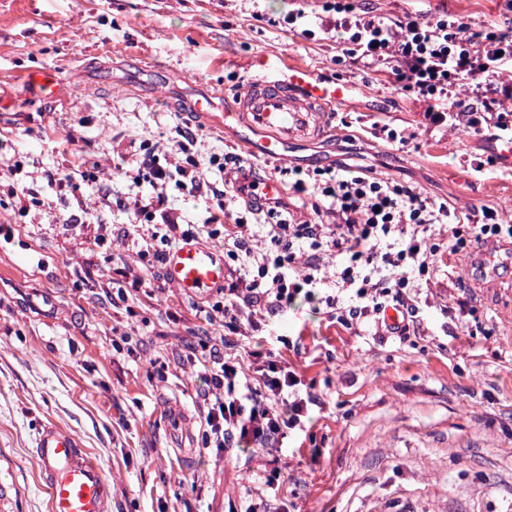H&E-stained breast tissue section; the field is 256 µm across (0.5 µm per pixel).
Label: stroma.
I'll return each mask as SVG.
<instances>
[{"instance_id": "35a3bbf8", "label": "stroma", "mask_w": 512, "mask_h": 512, "mask_svg": "<svg viewBox=\"0 0 512 512\" xmlns=\"http://www.w3.org/2000/svg\"><path fill=\"white\" fill-rule=\"evenodd\" d=\"M370 3L394 16L446 13L484 34L512 28V0ZM322 5L0 0V223L13 231L0 236V512H50L34 449L49 421L76 434L110 482L107 512H512V265L486 277L467 255L438 256L464 284L441 276L422 288L413 341L346 328L304 301L275 317L280 353L315 381L322 405L310 437L281 450L272 497L265 455L201 446L204 384L178 353L223 327L174 287L113 307L102 297L111 264L66 223L75 193L43 186L26 214L9 196L80 163L104 167L120 198L121 165L142 142L168 148L181 123L203 132L200 163L227 151L263 162L260 135L224 118V102L253 78L251 60L288 58L356 95L324 133L291 145L284 166L341 163L512 222V153L488 134L432 124L386 73L353 66L320 32ZM297 8L307 17L292 30L284 19ZM206 96L208 115L194 114ZM34 251L42 266L23 265Z\"/></svg>"}]
</instances>
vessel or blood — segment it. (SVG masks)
<instances>
[{
    "label": "vessel or blood",
    "mask_w": 512,
    "mask_h": 512,
    "mask_svg": "<svg viewBox=\"0 0 512 512\" xmlns=\"http://www.w3.org/2000/svg\"><path fill=\"white\" fill-rule=\"evenodd\" d=\"M257 72L236 94L226 117L262 134L263 153L283 158L291 141L322 133L330 107L348 102L352 85L315 77L306 67L281 60V78H265L268 65L256 59ZM165 276L183 295L196 298L223 286L224 256L201 244L183 243L168 251ZM35 448L47 480L51 512H105L111 489L97 464L86 457L75 434L55 423L43 424Z\"/></svg>",
    "instance_id": "1"
}]
</instances>
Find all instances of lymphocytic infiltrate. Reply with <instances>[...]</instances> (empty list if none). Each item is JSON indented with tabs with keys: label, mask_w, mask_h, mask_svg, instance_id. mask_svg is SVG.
I'll list each match as a JSON object with an SVG mask.
<instances>
[{
	"label": "lymphocytic infiltrate",
	"mask_w": 512,
	"mask_h": 512,
	"mask_svg": "<svg viewBox=\"0 0 512 512\" xmlns=\"http://www.w3.org/2000/svg\"><path fill=\"white\" fill-rule=\"evenodd\" d=\"M324 9L322 31L343 40L353 64L385 68L403 90L429 103L433 123L476 133L488 127L496 140H512V81L505 79L512 72V36L468 33L461 18L444 13L387 17L353 0H326ZM471 81L484 91L479 103L453 97ZM199 138L178 125L172 155L145 148L119 204L134 218L137 256L145 266L163 264L166 252L183 242L223 239L228 274L222 287L203 297L200 310L209 324L235 333L268 325L301 299L324 305L343 326L370 321L408 338L421 285L439 271L435 256L512 239V225L490 210L471 224L415 188L361 171L274 167L273 177H291L295 192H312L314 211L335 218L331 224L299 221L283 198L261 195V169L239 154L210 157L209 166L224 178L223 187H214L192 154ZM172 182L185 196L215 199L204 223H188L173 207ZM240 204L247 213L238 217ZM437 224L447 225V235H431ZM200 348L203 448L262 452L307 431L320 397L282 356L251 351L246 369L209 341Z\"/></svg>",
	"instance_id": "f902f5d3"
}]
</instances>
